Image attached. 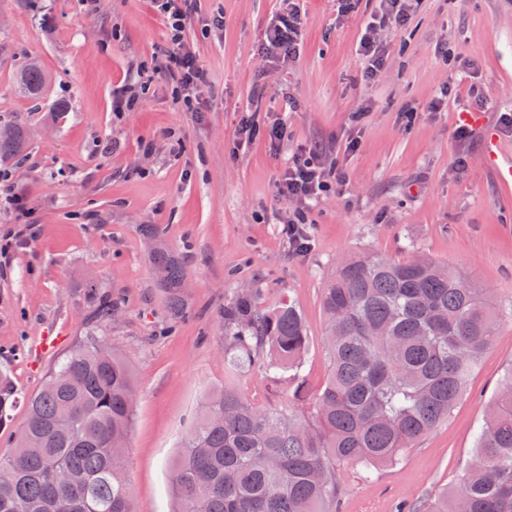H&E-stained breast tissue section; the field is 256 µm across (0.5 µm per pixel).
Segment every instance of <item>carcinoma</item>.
I'll use <instances>...</instances> for the list:
<instances>
[{"instance_id":"carcinoma-1","label":"carcinoma","mask_w":512,"mask_h":512,"mask_svg":"<svg viewBox=\"0 0 512 512\" xmlns=\"http://www.w3.org/2000/svg\"><path fill=\"white\" fill-rule=\"evenodd\" d=\"M46 76L34 63L18 86L37 100ZM21 125L0 129V160L27 150ZM150 261L170 309L183 311L184 271L156 224ZM328 374L310 412L250 402L230 380L205 397L182 444L172 480L177 512H336L343 472L372 480L398 464L448 415L494 343L501 309L491 292L424 257L358 253L336 262L322 290ZM229 370H300L309 336L291 302L271 310L253 292L224 312ZM133 377L127 362L93 337L73 348L25 403L16 448L0 456V512H133L124 471ZM19 401L0 374V424ZM429 512H512V366L490 401L462 483Z\"/></svg>"}]
</instances>
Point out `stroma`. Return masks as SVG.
Wrapping results in <instances>:
<instances>
[{"label": "stroma", "instance_id": "1", "mask_svg": "<svg viewBox=\"0 0 512 512\" xmlns=\"http://www.w3.org/2000/svg\"><path fill=\"white\" fill-rule=\"evenodd\" d=\"M306 18L300 56L270 63L263 32L280 0H201L184 39L206 73L200 109L184 111L170 75L157 72L170 47L154 0H0V121L28 126L26 160L0 162V186L22 195V217L0 193V234L20 238L0 256V373L23 394L42 386L74 346L101 336L128 363L135 399L126 468L134 512H176L172 463L203 397L233 379L264 407H288L294 383L259 366L228 373L224 311L258 289L267 309L291 300L309 331L302 369L309 392L328 374L321 290L337 260L415 251L448 264L512 306V187L483 164L495 132L512 153V0H419L405 25L384 29L388 60L365 82L356 44L379 0L338 13L336 0H299ZM224 16V37L206 31ZM41 65L40 103L16 77ZM146 85L129 110L112 90ZM442 111L426 106L443 85ZM468 110L471 139L453 131ZM415 111L406 120L407 111ZM282 122L288 138L237 143L245 112ZM358 135L356 151L346 140ZM317 150L344 176L339 191L300 206L277 190L297 148ZM304 208L311 251L293 257L280 223ZM159 225L183 263L185 314L172 317L155 281L143 225ZM110 300L111 322H97ZM512 320L469 379L447 421L401 464L370 484L342 479V512H427L459 483L505 370Z\"/></svg>", "mask_w": 512, "mask_h": 512}]
</instances>
